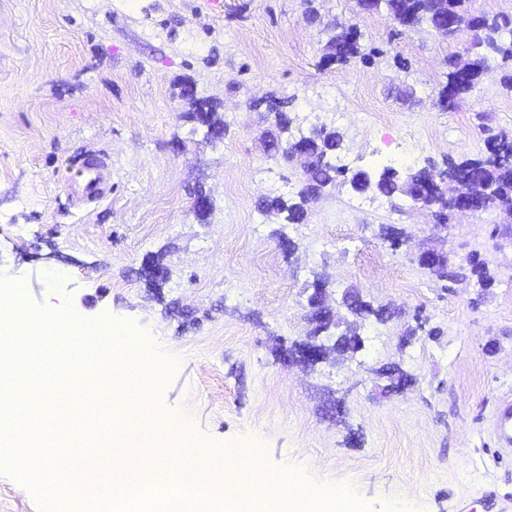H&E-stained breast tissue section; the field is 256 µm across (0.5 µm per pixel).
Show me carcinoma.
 <instances>
[{"instance_id":"cac0c4a2","label":"carcinoma","mask_w":512,"mask_h":512,"mask_svg":"<svg viewBox=\"0 0 512 512\" xmlns=\"http://www.w3.org/2000/svg\"><path fill=\"white\" fill-rule=\"evenodd\" d=\"M361 6L371 12L387 17L401 27L419 29L436 35L454 39L463 37L470 53L474 67L466 72L456 66V55H448L447 71L444 72L446 84L439 100L445 107H450L452 100L476 88L481 74L492 68L502 71L500 85L512 94V14H491L475 6L476 0H359ZM474 12L479 16L478 30L472 34L442 28L451 15ZM322 33L326 36L325 64L345 65L358 59L364 64H371L382 57L385 51L378 47L366 48L364 34L356 26H343L334 21L322 24ZM182 95L193 101L196 113L205 116L206 136L220 137L227 130L224 119L218 116L212 105L205 99L196 98L193 88H186ZM267 103L265 119L272 121L275 130L265 132L268 138L270 155L281 157L301 142H306L305 151L310 156L309 167L301 174V188L293 198L280 196L266 197L258 202V211L263 216L282 217L286 224H303L309 215V204L315 201L328 186L337 179L350 183L358 192L376 190L394 200V210L403 211L404 207L426 204L436 208L439 223L449 224L452 213L441 200V193L434 187L424 193L419 192L409 182L426 180L431 177L430 167H408L399 172L391 165L367 171L348 173V169L333 163V155L339 150L343 134L333 127L321 126L311 130L310 135H293L292 120L283 111L287 101L273 96L263 98ZM448 174L457 178L462 193L473 205V211L484 212L499 210L512 214V136L505 132L492 135L486 140V154L477 159L460 162L449 160L446 167ZM470 272L482 281L490 280L489 262L477 251L466 257ZM386 309L375 308L370 303L360 301L350 307L353 319H343L342 331L331 345L323 346L325 353L334 357H353L338 350L340 340L360 336L362 322L374 318L384 322Z\"/></svg>"}]
</instances>
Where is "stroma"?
Segmentation results:
<instances>
[{
    "label": "stroma",
    "mask_w": 512,
    "mask_h": 512,
    "mask_svg": "<svg viewBox=\"0 0 512 512\" xmlns=\"http://www.w3.org/2000/svg\"><path fill=\"white\" fill-rule=\"evenodd\" d=\"M323 19L358 25L385 50L372 65L320 66L324 36L302 0H0V280L31 303L79 319L135 323L170 368L156 376L148 414L178 448L214 466L238 449L261 458L286 498L350 494L367 512H512V462L498 461L488 425L512 392V239L495 210L436 225L433 212L394 211L388 198L326 188L307 223L286 234L261 216L264 196L294 197L297 173L267 157L251 99L291 98L294 133L341 131L335 163L443 165L477 158L489 133L512 131V97L492 69L448 109L438 104L444 61L457 44L396 31L357 0H316ZM228 124L210 143L185 87ZM413 99H404L406 90ZM89 154L112 168V190L77 206L68 162ZM205 193L212 207L196 214ZM393 226L408 236L390 250ZM434 239L449 270L479 251L492 283L444 286L416 258ZM394 313L368 322L353 358L306 367L288 360L308 325L313 272ZM441 336L409 335L416 316ZM411 385L391 389L381 369ZM64 447L72 470L96 461L101 483L150 442L114 434ZM0 512H68L0 470Z\"/></svg>",
    "instance_id": "35a3bbf8"
}]
</instances>
